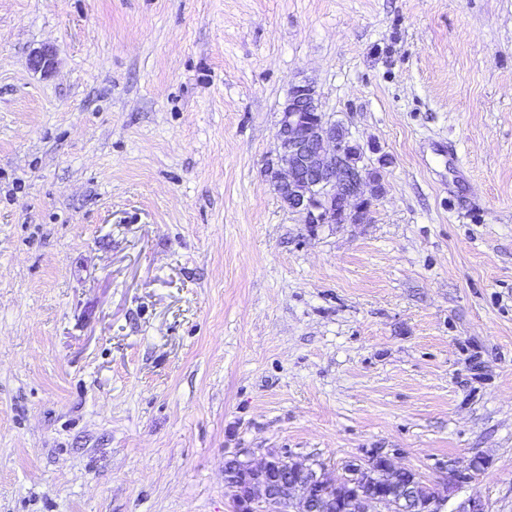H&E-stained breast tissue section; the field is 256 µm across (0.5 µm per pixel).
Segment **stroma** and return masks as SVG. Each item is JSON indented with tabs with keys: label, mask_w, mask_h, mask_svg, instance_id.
<instances>
[{
	"label": "stroma",
	"mask_w": 512,
	"mask_h": 512,
	"mask_svg": "<svg viewBox=\"0 0 512 512\" xmlns=\"http://www.w3.org/2000/svg\"><path fill=\"white\" fill-rule=\"evenodd\" d=\"M304 78L367 223L265 174ZM239 448L512 512V0H0V512H231Z\"/></svg>",
	"instance_id": "stroma-1"
}]
</instances>
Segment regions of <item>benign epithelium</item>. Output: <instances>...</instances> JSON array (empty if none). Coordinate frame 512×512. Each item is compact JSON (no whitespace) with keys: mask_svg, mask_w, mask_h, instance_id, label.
<instances>
[{"mask_svg":"<svg viewBox=\"0 0 512 512\" xmlns=\"http://www.w3.org/2000/svg\"><path fill=\"white\" fill-rule=\"evenodd\" d=\"M276 162L267 173L288 209L304 217L306 224H363L371 200L361 195L366 172L350 162L354 146L349 131L321 110L315 85L308 80L294 83L279 121ZM248 474L241 480L224 470L225 484L232 489V512H332L333 494L347 496L352 512H441L448 492L475 479L478 469L471 462L452 469L441 481H416L432 488L433 495L419 503L408 490L402 496L388 492L404 473L393 467L389 454L378 449L363 468L379 463L371 490L364 487L360 471L347 466L329 473L323 463L270 449L265 460L253 464L250 451L232 455Z\"/></svg>","mask_w":512,"mask_h":512,"instance_id":"7a95c632","label":"benign epithelium"}]
</instances>
